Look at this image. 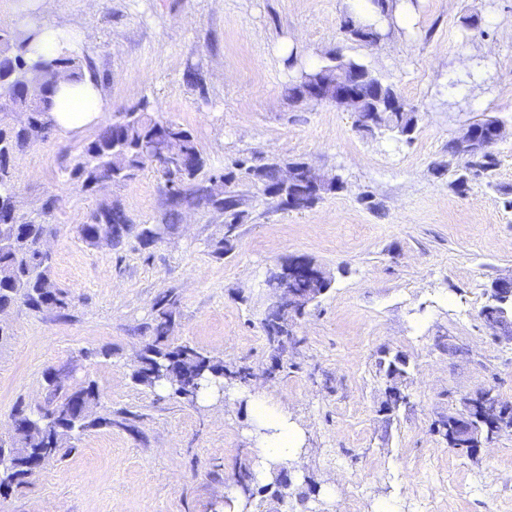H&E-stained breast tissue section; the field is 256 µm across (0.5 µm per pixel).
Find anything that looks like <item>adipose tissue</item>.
Returning a JSON list of instances; mask_svg holds the SVG:
<instances>
[{
    "mask_svg": "<svg viewBox=\"0 0 512 512\" xmlns=\"http://www.w3.org/2000/svg\"><path fill=\"white\" fill-rule=\"evenodd\" d=\"M55 7V0H33V11L45 16V23L33 26L22 21L17 30L21 37L30 40L25 49V80L30 87L45 88L51 102L52 124L60 135L68 137L88 126L104 124L108 107L98 83L91 76L75 80L56 74L58 61L76 57L88 35L51 21ZM230 395L248 403L254 424L262 430L256 439L262 463L255 467L254 473L258 482H265L269 478L268 461L294 459L304 444V434L287 411L268 396L237 389L231 390Z\"/></svg>",
    "mask_w": 512,
    "mask_h": 512,
    "instance_id": "obj_1",
    "label": "adipose tissue"
}]
</instances>
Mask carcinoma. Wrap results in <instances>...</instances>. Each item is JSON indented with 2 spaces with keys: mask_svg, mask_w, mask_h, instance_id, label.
<instances>
[{
  "mask_svg": "<svg viewBox=\"0 0 512 512\" xmlns=\"http://www.w3.org/2000/svg\"><path fill=\"white\" fill-rule=\"evenodd\" d=\"M348 35L365 44L384 37L382 28L368 21L356 24ZM24 67L23 45L17 43L15 33L0 29V88L8 93L14 106L31 110L38 136L45 138L52 123L48 119L44 90L28 86L21 77ZM341 77L353 83L361 94L359 111L369 114L377 109L381 111L379 129L400 136L412 130V107L392 85L353 58L338 61L333 55L329 63L304 72V76L288 86V98L299 100L306 87L314 84L324 99L332 100L336 96V81ZM153 111L154 105L144 97L119 120L101 126L95 138L84 146L70 176L90 190L102 167L107 168L114 182L152 168L163 184L172 186V193L166 197L162 223L134 224L122 202L116 199L101 205L79 225V233L86 241L96 242L99 225L111 224L120 226V231L110 240L112 248H121L133 237L147 249L158 242L162 233L181 223L187 209L206 208L224 214V241L213 250V255L220 258L232 250L236 229L244 218L238 186L249 184L268 191L266 197L282 210L294 209L290 199L307 188L302 173L292 185L282 186L283 168L301 165L299 159H272L255 167L250 165L251 159L238 158L228 172L200 180L198 175L205 168L206 159L191 130L174 120L157 119ZM33 142V133L0 120V311L21 301L36 313L49 309L62 312L70 307L68 295L51 279L47 259L37 258L36 252L48 225L16 213L8 204L16 190L15 158ZM284 277L285 264L275 265L267 271L266 288L276 292ZM157 306V315L149 326L153 339L144 346L132 369L136 384L154 387L163 381L177 399L194 403L204 389L224 387L226 377L232 382L248 381L247 367L227 373L224 363L204 350L189 343L169 342L175 323V299L164 294ZM262 324L272 345L294 336L293 323L275 307L267 308ZM46 381L57 400L34 407L20 402L12 414L15 425L6 443L20 449V454L11 464L0 467L1 495L35 473L34 459L47 452L64 455L75 448L72 436L89 428L112 425V419L97 415L101 395L94 383L70 392L56 383L49 372Z\"/></svg>",
  "mask_w": 512,
  "mask_h": 512,
  "instance_id": "obj_1",
  "label": "carcinoma"
}]
</instances>
